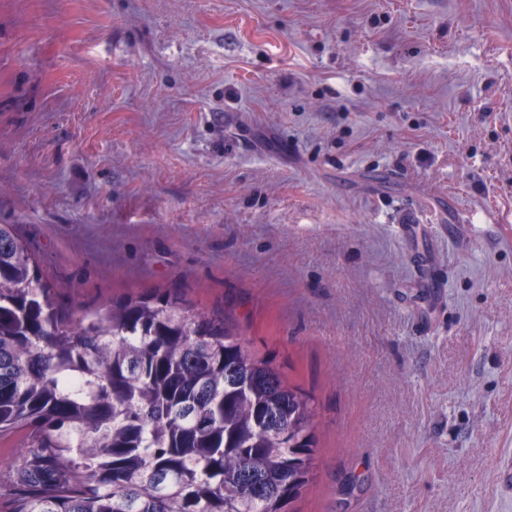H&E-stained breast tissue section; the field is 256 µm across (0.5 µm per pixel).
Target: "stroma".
Wrapping results in <instances>:
<instances>
[{"mask_svg": "<svg viewBox=\"0 0 512 512\" xmlns=\"http://www.w3.org/2000/svg\"><path fill=\"white\" fill-rule=\"evenodd\" d=\"M0 224L272 356L296 512H512V0H0Z\"/></svg>", "mask_w": 512, "mask_h": 512, "instance_id": "35a3bbf8", "label": "stroma"}]
</instances>
